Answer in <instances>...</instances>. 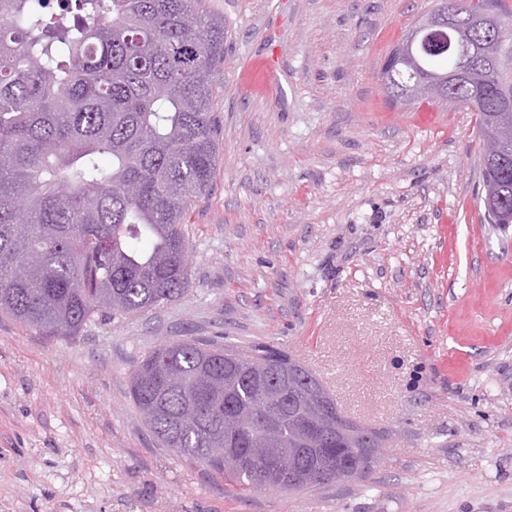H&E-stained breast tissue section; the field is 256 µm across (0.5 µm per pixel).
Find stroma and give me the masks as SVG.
<instances>
[{
    "label": "stroma",
    "mask_w": 512,
    "mask_h": 512,
    "mask_svg": "<svg viewBox=\"0 0 512 512\" xmlns=\"http://www.w3.org/2000/svg\"><path fill=\"white\" fill-rule=\"evenodd\" d=\"M224 21L219 150L183 221L188 289L49 339L0 313V512H512V229L484 219L476 114L391 104L436 0H198ZM281 63L279 84L254 64ZM199 337L285 348L386 432L362 479L239 499L161 445L130 377Z\"/></svg>",
    "instance_id": "stroma-1"
}]
</instances>
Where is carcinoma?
<instances>
[{
	"label": "carcinoma",
	"instance_id": "1",
	"mask_svg": "<svg viewBox=\"0 0 512 512\" xmlns=\"http://www.w3.org/2000/svg\"><path fill=\"white\" fill-rule=\"evenodd\" d=\"M512 26L502 0H467ZM224 60V21L195 0H0V311L49 338H74L104 311L137 314L179 297L183 219L210 185L218 139L212 112L214 66ZM423 70L448 72L456 56L422 54ZM512 76L498 61L492 81L464 78L441 99L480 100L486 221L512 213V141L486 158L500 99ZM109 163H103L104 159ZM289 366L294 387L278 447L292 448L298 396L323 388L304 365L273 345L242 353L195 338L160 346L131 376L135 408L157 439L199 460L206 448L248 455L269 443L257 425L224 437L225 415L260 409V384ZM324 416L357 434H329L300 458L299 490L338 481L371 462L385 433L343 415L324 391ZM250 464L206 466L245 497L288 490V475L261 484Z\"/></svg>",
	"mask_w": 512,
	"mask_h": 512
}]
</instances>
